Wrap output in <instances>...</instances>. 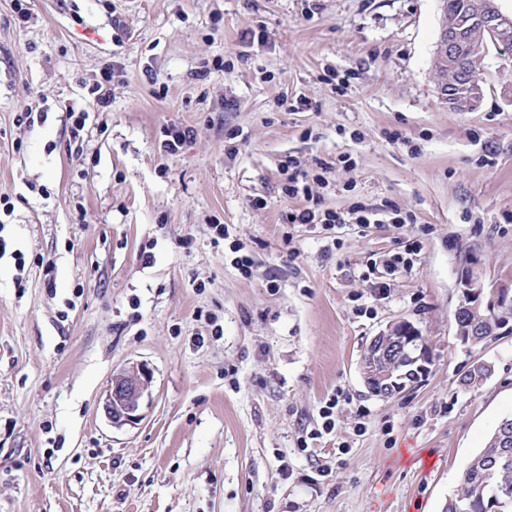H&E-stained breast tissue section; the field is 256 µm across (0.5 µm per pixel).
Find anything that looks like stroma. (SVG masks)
<instances>
[{
	"label": "stroma",
	"mask_w": 512,
	"mask_h": 512,
	"mask_svg": "<svg viewBox=\"0 0 512 512\" xmlns=\"http://www.w3.org/2000/svg\"><path fill=\"white\" fill-rule=\"evenodd\" d=\"M439 31L440 0H0V512H443L512 416V330L454 318L468 265L512 289V50L451 112ZM292 160L383 223L289 224ZM402 320L427 371L374 395L362 354ZM137 364L143 418L112 427ZM445 84L439 83V94L444 104L451 112H472L479 106V100L475 99L477 94L456 92L450 88L445 91ZM152 380L151 371L144 365L122 369L112 377L103 403L112 426H132L142 419L143 402L150 396Z\"/></svg>",
	"instance_id": "35a3bbf8"
}]
</instances>
